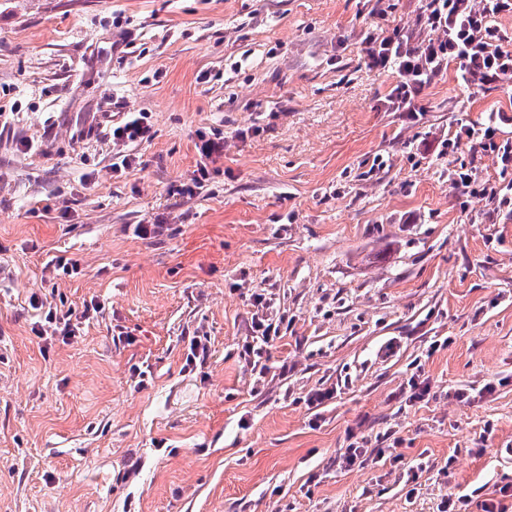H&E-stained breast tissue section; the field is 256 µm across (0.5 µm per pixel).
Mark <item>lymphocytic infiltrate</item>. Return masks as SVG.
<instances>
[{
  "label": "lymphocytic infiltrate",
  "mask_w": 512,
  "mask_h": 512,
  "mask_svg": "<svg viewBox=\"0 0 512 512\" xmlns=\"http://www.w3.org/2000/svg\"><path fill=\"white\" fill-rule=\"evenodd\" d=\"M512 14V0H425L421 19L430 32L421 44H413L401 30L368 36L366 52L376 69H390L396 81L387 96L393 112H412L431 78L457 64L458 78L466 84L501 86L512 83V51L505 48L506 33L497 25L498 17ZM495 112L482 128L463 124L447 142L449 152L461 143L492 156L501 172L512 170V140H498L502 124L511 121ZM452 184L460 199L481 198L495 210L512 215V181L481 179L472 167L455 169Z\"/></svg>",
  "instance_id": "obj_1"
}]
</instances>
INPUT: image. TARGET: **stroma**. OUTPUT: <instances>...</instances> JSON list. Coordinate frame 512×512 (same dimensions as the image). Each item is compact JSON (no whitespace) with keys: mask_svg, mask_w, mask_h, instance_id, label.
I'll list each match as a JSON object with an SVG mask.
<instances>
[{"mask_svg":"<svg viewBox=\"0 0 512 512\" xmlns=\"http://www.w3.org/2000/svg\"><path fill=\"white\" fill-rule=\"evenodd\" d=\"M422 6L0 0V512H439L512 475V218L461 208L454 168L500 171L443 146L512 88L451 66L389 111L365 39H427ZM129 112L153 136L116 173ZM257 294L280 337L256 372ZM34 298L101 310L47 345Z\"/></svg>","mask_w":512,"mask_h":512,"instance_id":"35a3bbf8","label":"stroma"}]
</instances>
